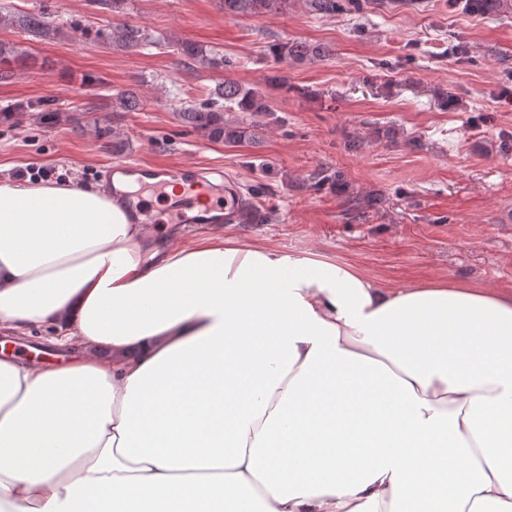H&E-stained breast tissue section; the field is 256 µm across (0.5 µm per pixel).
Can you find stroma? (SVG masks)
Masks as SVG:
<instances>
[{"instance_id": "stroma-1", "label": "stroma", "mask_w": 512, "mask_h": 512, "mask_svg": "<svg viewBox=\"0 0 512 512\" xmlns=\"http://www.w3.org/2000/svg\"><path fill=\"white\" fill-rule=\"evenodd\" d=\"M9 2L93 31L112 23L94 0ZM364 3L321 18L305 0L260 17L220 0H125L126 20L161 42L142 51L0 25V43L23 52L0 78V180L31 166L91 184L116 161L218 168L270 219L208 235L349 261L393 288L440 275L512 288V0L480 15L448 0ZM186 39L232 67L186 66ZM288 41L325 54L268 56ZM228 79L269 100L256 138L216 143L179 118ZM128 92L139 106L115 111ZM20 104L26 119L7 120Z\"/></svg>"}]
</instances>
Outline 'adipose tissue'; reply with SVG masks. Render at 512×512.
<instances>
[{"mask_svg": "<svg viewBox=\"0 0 512 512\" xmlns=\"http://www.w3.org/2000/svg\"><path fill=\"white\" fill-rule=\"evenodd\" d=\"M0 512H512V289L171 246L103 188L0 182ZM43 336H51V334L49 333V331L43 330V329L33 330L30 335L21 336V337L5 335L4 333L0 332V343L4 339L19 341V342H23L24 344L33 343V344H37V345H40V346H43V347H48L50 349H53L54 352L58 353L56 350L57 349H61V348L50 344L49 342H47L43 338ZM58 354L60 355V353H58ZM18 357L20 359H22L23 361H25L26 363L32 364L34 366H42V365L50 363V362H54L55 363V361L59 360L62 357V355H60L59 358H54V359L44 358V357H40V358L36 359V358H33L30 355H27L25 353H21V354L18 355Z\"/></svg>", "mask_w": 512, "mask_h": 512, "instance_id": "adipose-tissue-1", "label": "adipose tissue"}]
</instances>
